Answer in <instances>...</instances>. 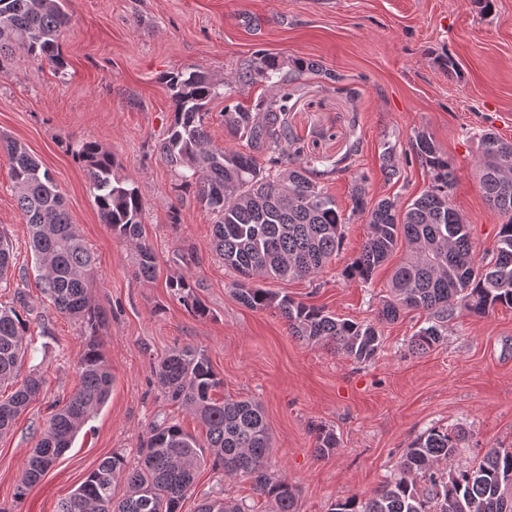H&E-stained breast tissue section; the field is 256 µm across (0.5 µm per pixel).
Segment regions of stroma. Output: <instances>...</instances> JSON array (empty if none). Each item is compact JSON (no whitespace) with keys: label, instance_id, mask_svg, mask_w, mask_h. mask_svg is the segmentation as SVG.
Masks as SVG:
<instances>
[{"label":"stroma","instance_id":"35a3bbf8","mask_svg":"<svg viewBox=\"0 0 512 512\" xmlns=\"http://www.w3.org/2000/svg\"><path fill=\"white\" fill-rule=\"evenodd\" d=\"M65 9L72 25L61 45L63 71L20 50L0 62V135L25 145L52 174L97 259L91 302L105 317L99 336L112 386L56 466L15 500L40 430L76 389L86 340L41 291L0 155V233L15 253L0 304L17 306L29 326L27 354L13 382L0 386V399L30 372L45 380L0 436V512H56L104 458L118 453L136 463L140 437L164 419L201 434L198 421L156 384L158 363L184 346L205 350L224 382L221 395L261 402L274 439L268 467L295 485L298 512H328L336 499L371 496L396 471L404 449L435 426L467 429L463 462L489 448L512 447V308L483 318L455 316L444 340L421 356L408 348L425 324L415 312L381 325L382 349L366 363L298 341L279 313L246 308L233 296L235 274L212 246L214 215L157 151L174 121L166 75L200 70L231 84L230 98L215 100L205 118L213 142L230 147L225 106L247 109L275 93L265 82L239 83L237 74L258 51L273 53L285 59L283 75L297 90L289 130L306 156L331 168L324 183L342 210L350 212V180L359 174L373 199L403 208L419 197L429 176L410 139L422 130L456 165L451 201L470 226L476 257H485L505 218L488 204L474 174L477 135L490 130L512 142V0H494L489 13L476 0H66ZM436 52L451 54L460 76L439 68ZM295 58L318 68L296 72ZM324 68L337 81L325 80ZM89 141L111 152L119 175L139 188L157 260L153 280L136 276L129 246L100 219L75 157ZM388 152L400 168L394 178L383 171ZM340 161L345 171H336ZM366 233L365 216L351 214L341 252L318 276L275 281L272 289L340 318L375 320L389 267L368 283L342 276ZM176 276L195 286L207 316H195L172 296L168 282ZM318 424L338 440L325 457L315 451ZM213 496L265 510L250 479H228L206 466L181 512H195Z\"/></svg>","mask_w":512,"mask_h":512}]
</instances>
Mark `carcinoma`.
Listing matches in <instances>:
<instances>
[{
  "label": "carcinoma",
  "instance_id": "cac0c4a2",
  "mask_svg": "<svg viewBox=\"0 0 512 512\" xmlns=\"http://www.w3.org/2000/svg\"><path fill=\"white\" fill-rule=\"evenodd\" d=\"M70 22L63 0H0V59L22 50L40 64L64 69L60 41ZM284 64L277 55L261 53L237 81H270ZM167 84L175 118L158 151L184 184L196 185L199 202L215 215L213 246L224 266L239 276L231 285L234 296L250 309L278 311L290 334L308 344L326 345L356 362L372 360L382 344L375 324L338 319L322 306L257 285L261 280L314 277L343 245L345 214L321 185L322 173L304 157L299 139L288 131L294 90L281 86L275 95L259 99L252 112L224 107V128L246 141L247 150L241 151L214 145L206 130L208 106L224 96L220 83L194 71L187 76L173 73ZM411 147L430 184L404 210L387 198H368L366 177L353 178L351 213L366 216L368 233L361 251L344 268V277L366 282L400 246H407L410 253L394 268L377 317L388 323L407 311L424 312L428 326L411 341L412 352L423 354L439 344L455 315L481 318L498 307L512 308V143L491 131L478 137L481 189L486 201L507 217L487 262L475 260L469 225L451 202L453 163L424 131L415 132ZM0 149L7 157L31 250L43 270L42 290L56 311L84 325L86 335L77 388L41 430L16 487L15 498L21 500L106 402L111 373L98 337L100 315L90 299L95 258L71 223L51 173L17 141L5 140ZM78 155L101 221L133 247L137 275L153 278L156 255L146 237L138 188L117 175L114 157L97 143H83ZM13 267V244L0 233V284L8 281ZM168 288L194 315L208 314L186 279L175 277ZM27 333L26 320L15 307L1 305L0 385L17 376ZM156 380L166 399L200 421L205 438L186 432L176 421L155 425L140 442L136 465H128L119 454L102 460L57 512H180L207 462L228 478H250L265 498L266 512H296V487L266 466L272 436L261 405L254 399L215 398L224 382L205 351L173 349L159 363ZM42 388V376L33 372L22 387L0 400V435ZM314 433L319 455L338 447L333 430L317 425ZM466 440L459 426L427 430L404 450L396 472L373 495L338 499L330 512H512L511 448H490L479 459L442 467ZM121 484L124 492L118 497L115 489ZM196 512L252 510L241 500L213 497L203 499Z\"/></svg>",
  "mask_w": 512,
  "mask_h": 512
}]
</instances>
